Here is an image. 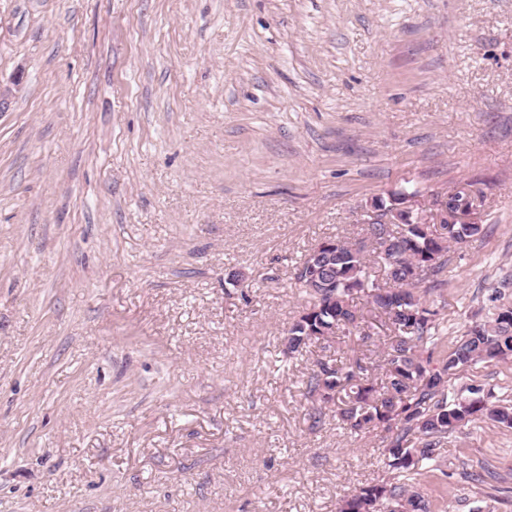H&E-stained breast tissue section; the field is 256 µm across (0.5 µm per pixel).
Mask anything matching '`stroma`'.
<instances>
[{"label":"stroma","instance_id":"stroma-1","mask_svg":"<svg viewBox=\"0 0 512 512\" xmlns=\"http://www.w3.org/2000/svg\"><path fill=\"white\" fill-rule=\"evenodd\" d=\"M0 86V512H336L391 480L282 353L296 265L374 199L484 194L434 362L512 305V0H0ZM449 396L512 404V359ZM417 486L512 512V428L462 426Z\"/></svg>","mask_w":512,"mask_h":512}]
</instances>
